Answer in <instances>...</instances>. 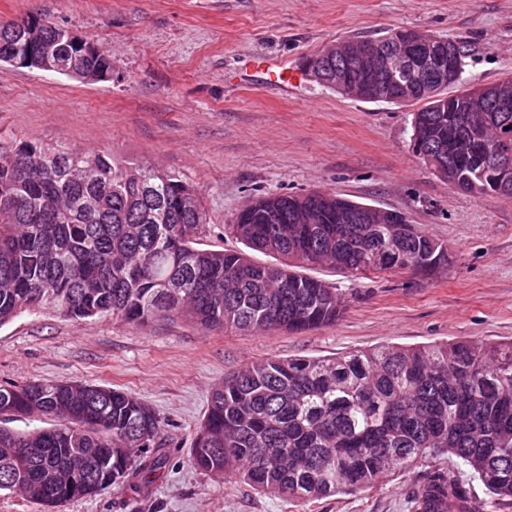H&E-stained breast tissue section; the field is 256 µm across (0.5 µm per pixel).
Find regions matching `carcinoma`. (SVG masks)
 Wrapping results in <instances>:
<instances>
[{
  "mask_svg": "<svg viewBox=\"0 0 512 512\" xmlns=\"http://www.w3.org/2000/svg\"><path fill=\"white\" fill-rule=\"evenodd\" d=\"M32 17L0 21V66L27 53L18 29ZM464 82L467 50L440 39ZM82 56L58 41L63 66ZM86 63L103 81L109 56ZM305 69L339 93L336 73L357 75L331 50ZM411 81L391 60L383 83ZM468 96L470 131L506 110L512 76L452 95L417 91L412 133L441 147L438 175L461 191L501 195L491 174L472 183V156L457 146V114ZM365 204L327 194L259 198L228 225L261 265L239 250L199 247L207 218L180 175L132 166L108 151L83 155L35 140L0 145V326L27 311L73 320L110 316L137 325L185 318L210 328L303 331L336 320L340 296L302 273L327 262L351 275L413 270L448 257L412 224H338L336 212ZM39 413L58 424L19 433L0 428V491L24 492L48 512L76 498L158 479L166 466L164 428L147 403L108 386L33 381L0 386V416ZM460 460L499 501H512V342L466 340L418 347L383 345L337 357L268 358L224 379L210 395L191 448L198 469L239 477L257 490L311 500L363 490L385 473L429 457ZM480 512L451 470L436 471L414 512Z\"/></svg>",
  "mask_w": 512,
  "mask_h": 512,
  "instance_id": "obj_1",
  "label": "carcinoma"
}]
</instances>
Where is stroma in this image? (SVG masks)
Wrapping results in <instances>:
<instances>
[{"instance_id": "1", "label": "stroma", "mask_w": 512, "mask_h": 512, "mask_svg": "<svg viewBox=\"0 0 512 512\" xmlns=\"http://www.w3.org/2000/svg\"><path fill=\"white\" fill-rule=\"evenodd\" d=\"M19 16L88 39L111 55L112 77L0 72V142L108 149L183 175L200 194L208 222L201 242L210 249H241L228 226L254 197L329 191L403 213L450 255L427 276L309 266L343 307L335 322L302 332L243 333L183 319L75 321L47 311L1 325L0 385L109 386L141 398L165 424L161 478L71 500L60 512H413L430 475L448 467L485 512H512V502L490 500L466 466L444 455L368 490L310 502L259 493L189 461L212 388L253 362L512 340V200L462 192L413 154L417 104L366 102L311 78L283 95L244 78L260 55L300 67L337 40L408 28L466 45L465 81L495 83L512 75V0H0V20Z\"/></svg>"}]
</instances>
